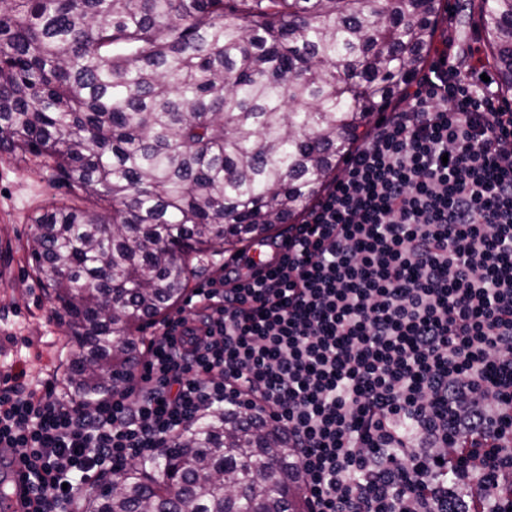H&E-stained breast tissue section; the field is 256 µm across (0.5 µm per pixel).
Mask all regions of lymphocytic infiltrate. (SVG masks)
Masks as SVG:
<instances>
[{
	"label": "lymphocytic infiltrate",
	"instance_id": "lymphocytic-infiltrate-1",
	"mask_svg": "<svg viewBox=\"0 0 512 512\" xmlns=\"http://www.w3.org/2000/svg\"><path fill=\"white\" fill-rule=\"evenodd\" d=\"M263 262L167 319L130 385L83 404L0 388L24 512L151 458L204 412L288 438L310 512H499L512 502V106L448 37Z\"/></svg>",
	"mask_w": 512,
	"mask_h": 512
}]
</instances>
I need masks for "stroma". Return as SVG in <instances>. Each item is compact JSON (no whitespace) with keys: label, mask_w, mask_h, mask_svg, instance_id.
<instances>
[{"label":"stroma","mask_w":512,"mask_h":512,"mask_svg":"<svg viewBox=\"0 0 512 512\" xmlns=\"http://www.w3.org/2000/svg\"><path fill=\"white\" fill-rule=\"evenodd\" d=\"M68 196L34 161L0 155V364L24 372L33 389L67 384L73 338L31 268L27 241L37 211Z\"/></svg>","instance_id":"obj_1"}]
</instances>
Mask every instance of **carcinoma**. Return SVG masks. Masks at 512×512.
Returning a JSON list of instances; mask_svg holds the SVG:
<instances>
[{
    "label": "carcinoma",
    "mask_w": 512,
    "mask_h": 512,
    "mask_svg": "<svg viewBox=\"0 0 512 512\" xmlns=\"http://www.w3.org/2000/svg\"><path fill=\"white\" fill-rule=\"evenodd\" d=\"M442 0H5L0 154L70 191L32 218L31 258L75 337L87 403L126 385L139 324L207 256L298 223L373 116L427 63ZM512 93V0H481ZM83 512H307L295 449L215 410Z\"/></svg>",
    "instance_id": "carcinoma-1"
}]
</instances>
